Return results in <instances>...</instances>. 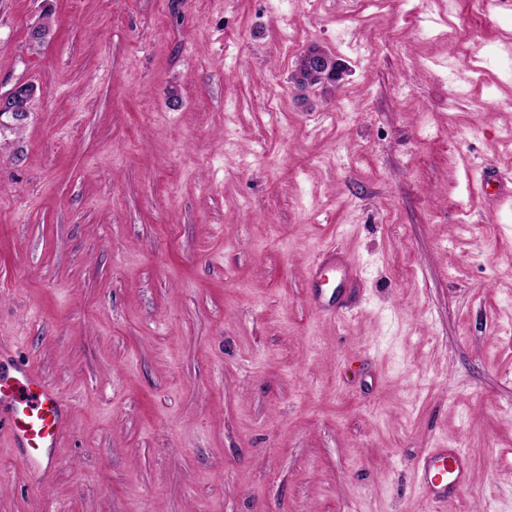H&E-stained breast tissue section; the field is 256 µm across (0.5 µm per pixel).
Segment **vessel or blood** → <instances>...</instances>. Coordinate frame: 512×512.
Listing matches in <instances>:
<instances>
[{"instance_id":"b4317fda","label":"vessel or blood","mask_w":512,"mask_h":512,"mask_svg":"<svg viewBox=\"0 0 512 512\" xmlns=\"http://www.w3.org/2000/svg\"><path fill=\"white\" fill-rule=\"evenodd\" d=\"M68 407L33 365L0 360V440L15 449L17 460L36 477L54 465ZM416 470L421 496L430 505L456 496L470 481L468 457L457 446L428 449Z\"/></svg>"}]
</instances>
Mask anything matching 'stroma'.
<instances>
[{"label":"stroma","instance_id":"stroma-1","mask_svg":"<svg viewBox=\"0 0 512 512\" xmlns=\"http://www.w3.org/2000/svg\"><path fill=\"white\" fill-rule=\"evenodd\" d=\"M18 82L0 347L75 410L0 512H512V0H0ZM303 66L299 73V90L315 86L338 84L345 76L343 64L334 55L319 47H310L302 54ZM416 470L423 500L437 505L456 496L470 481V463L459 446L429 448L418 459Z\"/></svg>","mask_w":512,"mask_h":512}]
</instances>
